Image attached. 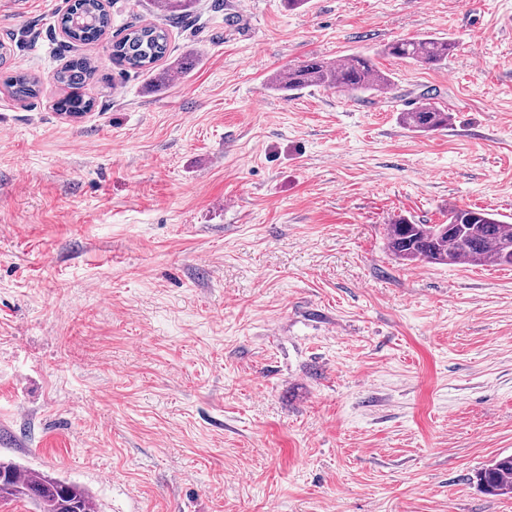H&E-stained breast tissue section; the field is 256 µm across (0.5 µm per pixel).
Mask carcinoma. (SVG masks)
Here are the masks:
<instances>
[{
  "label": "carcinoma",
  "mask_w": 512,
  "mask_h": 512,
  "mask_svg": "<svg viewBox=\"0 0 512 512\" xmlns=\"http://www.w3.org/2000/svg\"><path fill=\"white\" fill-rule=\"evenodd\" d=\"M197 0H154L160 14L169 19L191 15ZM60 27L76 46L99 41L112 28V16L103 0H72L60 17ZM456 48L452 38L425 35L401 39L385 46L384 52L422 66L438 67ZM170 53L169 33L156 23L131 26L112 43L115 64L149 73L156 63ZM95 65L85 55H75L54 74L57 83L71 89L59 99L56 109L80 117L91 111L94 101L82 92L93 77ZM280 91H295L308 86L335 88L355 96L366 92H384L391 88L388 74L370 60L351 55L341 62L309 60L270 78ZM5 90L18 101L38 97L40 80L17 72L4 80ZM401 123L412 132L429 133L448 129L452 114L422 95L413 109L401 113ZM386 246L401 262H424L434 265L485 264L512 266V225L486 210L448 208V223L418 224L398 216L387 225ZM478 487L493 496L512 494V455L501 456L475 474ZM26 500L35 512H96V504L80 485L21 468L0 460V505Z\"/></svg>",
  "instance_id": "cac0c4a2"
}]
</instances>
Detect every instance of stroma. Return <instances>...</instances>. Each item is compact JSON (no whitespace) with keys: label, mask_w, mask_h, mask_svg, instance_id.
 <instances>
[{"label":"stroma","mask_w":512,"mask_h":512,"mask_svg":"<svg viewBox=\"0 0 512 512\" xmlns=\"http://www.w3.org/2000/svg\"><path fill=\"white\" fill-rule=\"evenodd\" d=\"M67 0H0V459L99 512H512L474 476L512 454V267L403 264L399 215L512 224V0H109L73 47ZM163 23L186 63L149 90L112 62ZM450 37L428 69L385 45ZM91 112L53 105L76 54ZM372 57L389 92L270 77ZM430 93L451 127L401 112ZM60 27L75 46L99 41L112 28V16L102 0H69ZM160 14L169 19L184 18L191 15L198 0H153ZM3 84L5 90L14 100L22 102L36 98L40 93V80L25 72L7 76Z\"/></svg>","instance_id":"obj_1"}]
</instances>
